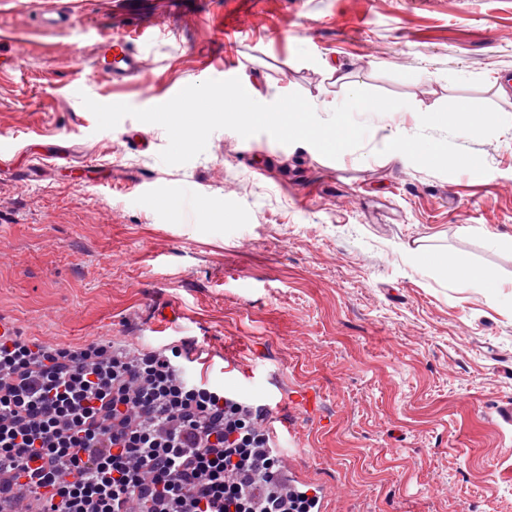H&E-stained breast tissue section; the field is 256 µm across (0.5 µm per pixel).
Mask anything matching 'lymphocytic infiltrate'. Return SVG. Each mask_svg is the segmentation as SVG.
<instances>
[{
    "mask_svg": "<svg viewBox=\"0 0 512 512\" xmlns=\"http://www.w3.org/2000/svg\"><path fill=\"white\" fill-rule=\"evenodd\" d=\"M262 406L188 384L165 351L0 337V505L38 512H317L290 488Z\"/></svg>",
    "mask_w": 512,
    "mask_h": 512,
    "instance_id": "obj_1",
    "label": "lymphocytic infiltrate"
}]
</instances>
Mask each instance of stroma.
<instances>
[{"mask_svg": "<svg viewBox=\"0 0 512 512\" xmlns=\"http://www.w3.org/2000/svg\"><path fill=\"white\" fill-rule=\"evenodd\" d=\"M233 8L140 0L162 27L136 41L149 79L121 87L91 64L134 21L103 0L52 34L0 14L17 35L0 41V317L63 348L161 335L255 367L288 400L263 423L280 472L325 512H512V0H265L228 44ZM228 57L266 104L362 88L408 105L364 115L336 160L221 129L168 165L161 126L100 131L80 100L159 105ZM473 103L497 116L476 136L429 121ZM398 130L411 148L391 161ZM449 259L498 289L458 287ZM304 390L316 413L291 405Z\"/></svg>", "mask_w": 512, "mask_h": 512, "instance_id": "stroma-1", "label": "stroma"}]
</instances>
